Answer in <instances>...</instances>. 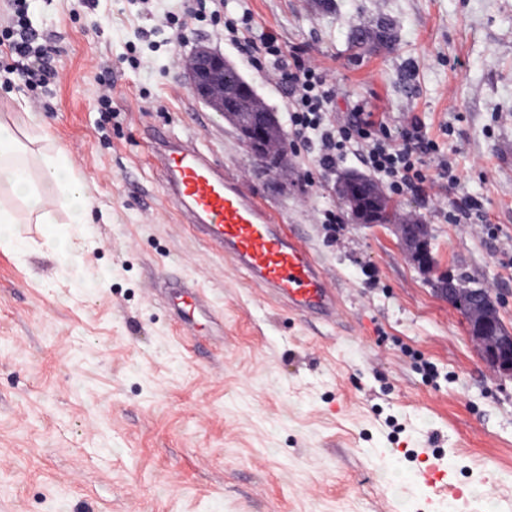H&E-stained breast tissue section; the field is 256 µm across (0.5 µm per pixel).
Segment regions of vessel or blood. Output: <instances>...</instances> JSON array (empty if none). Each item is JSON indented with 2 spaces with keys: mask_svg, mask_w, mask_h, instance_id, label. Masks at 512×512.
I'll return each mask as SVG.
<instances>
[{
  "mask_svg": "<svg viewBox=\"0 0 512 512\" xmlns=\"http://www.w3.org/2000/svg\"><path fill=\"white\" fill-rule=\"evenodd\" d=\"M154 139L164 198L186 224L230 257L254 287L300 314L335 321L336 290L297 225L279 221L192 141L159 132ZM176 299L188 328L195 311L208 309L204 295L194 288H181Z\"/></svg>",
  "mask_w": 512,
  "mask_h": 512,
  "instance_id": "vessel-or-blood-1",
  "label": "vessel or blood"
}]
</instances>
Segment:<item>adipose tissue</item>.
I'll use <instances>...</instances> for the list:
<instances>
[{"label": "adipose tissue", "instance_id": "ef3b65f1", "mask_svg": "<svg viewBox=\"0 0 512 512\" xmlns=\"http://www.w3.org/2000/svg\"><path fill=\"white\" fill-rule=\"evenodd\" d=\"M4 192L15 202L9 205L0 199V249L25 257L29 244L23 225L55 223V210H62L72 230L48 235L55 275L87 287L78 258L81 238L75 229L88 223L92 200L67 150L50 139L36 116L21 126L0 120V195Z\"/></svg>", "mask_w": 512, "mask_h": 512}]
</instances>
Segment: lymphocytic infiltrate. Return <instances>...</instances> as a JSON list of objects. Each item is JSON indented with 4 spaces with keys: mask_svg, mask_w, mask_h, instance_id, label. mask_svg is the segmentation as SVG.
<instances>
[{
    "mask_svg": "<svg viewBox=\"0 0 512 512\" xmlns=\"http://www.w3.org/2000/svg\"><path fill=\"white\" fill-rule=\"evenodd\" d=\"M13 20L0 29V70L28 90L47 84V66L56 52L53 41L29 17V0H11ZM226 0H192L169 13L178 35H185L193 20L223 22L233 40L244 42L256 54L261 69L285 84L291 98L288 141L290 149L314 148L322 171L356 157L390 194L422 196L440 180L457 183L451 162L438 143L427 136L424 122L412 119L400 134L372 120L364 104H355L348 119L335 115L339 89L319 66L306 58L302 47L285 48L272 32L257 28L248 10L224 18Z\"/></svg>",
    "mask_w": 512,
    "mask_h": 512,
    "instance_id": "1",
    "label": "lymphocytic infiltrate"
}]
</instances>
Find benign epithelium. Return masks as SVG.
I'll list each match as a JSON object with an SVG mask.
<instances>
[{
  "mask_svg": "<svg viewBox=\"0 0 512 512\" xmlns=\"http://www.w3.org/2000/svg\"><path fill=\"white\" fill-rule=\"evenodd\" d=\"M231 67L232 62L220 52L201 48L188 61L189 84L205 105L224 113L247 151L261 162L270 148L272 133L281 128L280 121L253 85L246 84L245 99L224 87V71ZM337 192L356 223H382L384 194L376 182L351 174L340 180ZM397 233L412 259L424 269L431 268L434 259L427 225L399 224ZM434 291L466 317L485 363L499 374H511L512 333L498 322L494 301L486 289L460 288L448 279L435 281Z\"/></svg>",
  "mask_w": 512,
  "mask_h": 512,
  "instance_id": "7a95c632",
  "label": "benign epithelium"
}]
</instances>
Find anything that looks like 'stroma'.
Here are the masks:
<instances>
[{"instance_id":"1","label":"stroma","mask_w":512,"mask_h":512,"mask_svg":"<svg viewBox=\"0 0 512 512\" xmlns=\"http://www.w3.org/2000/svg\"><path fill=\"white\" fill-rule=\"evenodd\" d=\"M242 5L342 88L339 115L360 101L395 132L425 122L459 181L390 201L429 225L434 270L338 202L357 159L322 174L302 148L266 169L197 99L185 67L206 44L288 115L285 86L223 27L200 22L175 52L158 32L175 0H32L57 77L37 95L0 73V120L36 112L66 148L93 202L80 262L109 276L87 290L55 278L41 224L24 227L29 256L0 250V512H512V376L491 372L432 285L490 289L512 330V0ZM381 21L392 45L353 56L352 31ZM155 129L298 226L337 287L336 322L274 302L189 232L163 198ZM466 196L484 218L453 223ZM169 274L203 289L223 328L180 332ZM432 463L449 489L421 481Z\"/></svg>"}]
</instances>
